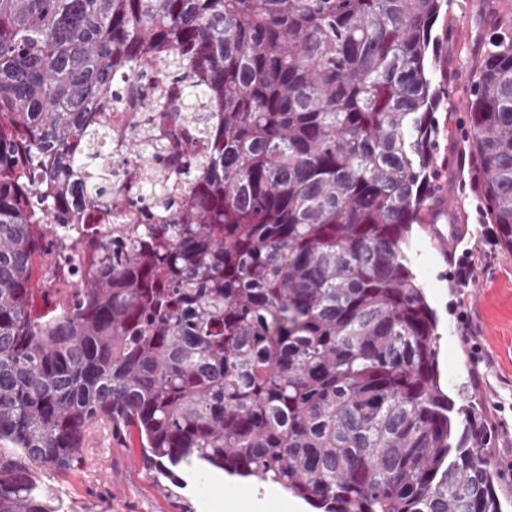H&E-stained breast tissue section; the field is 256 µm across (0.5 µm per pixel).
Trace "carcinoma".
Returning <instances> with one entry per match:
<instances>
[{
    "label": "carcinoma",
    "mask_w": 512,
    "mask_h": 512,
    "mask_svg": "<svg viewBox=\"0 0 512 512\" xmlns=\"http://www.w3.org/2000/svg\"><path fill=\"white\" fill-rule=\"evenodd\" d=\"M448 0H0V512L88 428L324 512H502L403 246L435 216ZM465 143L512 256V0ZM159 67L153 111L112 128ZM139 158L112 184V145Z\"/></svg>",
    "instance_id": "carcinoma-1"
}]
</instances>
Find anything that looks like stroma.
<instances>
[{
    "label": "stroma",
    "instance_id": "stroma-1",
    "mask_svg": "<svg viewBox=\"0 0 512 512\" xmlns=\"http://www.w3.org/2000/svg\"><path fill=\"white\" fill-rule=\"evenodd\" d=\"M485 32L481 0H452L440 38L434 80L448 91V107L436 114L439 127V197L452 202L448 217L416 230L408 256L411 268L439 320L438 368L449 397L459 385L480 409L492 432V466L502 512H512V257L499 254L494 227L476 209L462 133L467 114L461 102L473 79V48ZM469 253L477 279L460 286L455 256ZM59 512H251L236 503L238 485L256 500L289 503L281 487L212 467L177 468L168 476L146 466L135 431L102 422L88 429L82 460L65 479Z\"/></svg>",
    "mask_w": 512,
    "mask_h": 512
}]
</instances>
